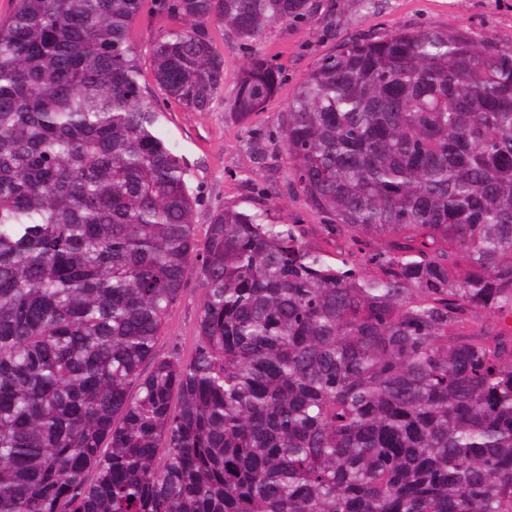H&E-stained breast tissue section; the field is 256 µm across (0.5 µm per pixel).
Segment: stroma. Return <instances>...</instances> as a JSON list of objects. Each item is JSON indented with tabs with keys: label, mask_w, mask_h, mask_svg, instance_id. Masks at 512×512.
<instances>
[{
	"label": "stroma",
	"mask_w": 512,
	"mask_h": 512,
	"mask_svg": "<svg viewBox=\"0 0 512 512\" xmlns=\"http://www.w3.org/2000/svg\"><path fill=\"white\" fill-rule=\"evenodd\" d=\"M307 18L268 29L252 42L237 39L221 26L211 34L224 56V95L209 111L187 112L160 102L159 131L187 162L188 185L198 203L197 240H204L212 213L225 207L265 210L278 224H305L309 240L322 241L319 216L310 212L290 183L281 128L299 84L322 58L345 42L376 38L396 30L440 28L483 46H512V0H320ZM161 22L143 12L135 23L134 46L141 82L157 92L150 66L151 44ZM263 55L282 77L277 94L262 112L240 120L232 110L237 77L245 63ZM196 265H189L180 299L170 309L157 356L180 350L190 356L201 301Z\"/></svg>",
	"instance_id": "1"
}]
</instances>
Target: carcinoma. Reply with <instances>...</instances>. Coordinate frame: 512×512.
<instances>
[{
    "label": "carcinoma",
    "mask_w": 512,
    "mask_h": 512,
    "mask_svg": "<svg viewBox=\"0 0 512 512\" xmlns=\"http://www.w3.org/2000/svg\"><path fill=\"white\" fill-rule=\"evenodd\" d=\"M315 0H14L0 21V512H512V47L346 42L282 133L323 221L213 214L157 131ZM255 55L247 119L277 93ZM186 360L155 345L189 264ZM150 371L144 372V365Z\"/></svg>",
    "instance_id": "1"
}]
</instances>
